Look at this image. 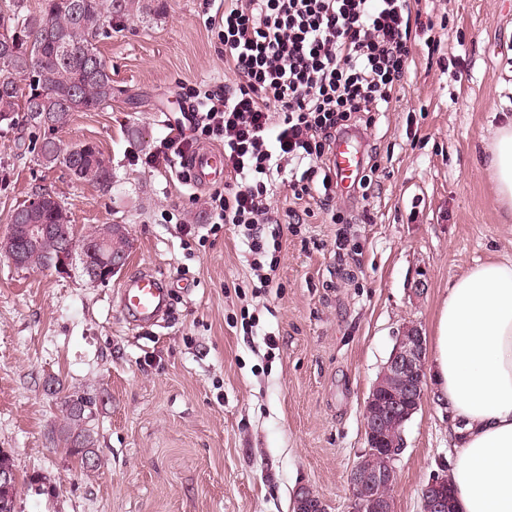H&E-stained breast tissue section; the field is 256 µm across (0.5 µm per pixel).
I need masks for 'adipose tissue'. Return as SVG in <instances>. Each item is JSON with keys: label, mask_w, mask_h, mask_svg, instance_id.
Here are the masks:
<instances>
[{"label": "adipose tissue", "mask_w": 512, "mask_h": 512, "mask_svg": "<svg viewBox=\"0 0 512 512\" xmlns=\"http://www.w3.org/2000/svg\"><path fill=\"white\" fill-rule=\"evenodd\" d=\"M496 200L512 220V120L488 148ZM456 450L459 512H512V261L469 266L448 290L432 349Z\"/></svg>", "instance_id": "1"}]
</instances>
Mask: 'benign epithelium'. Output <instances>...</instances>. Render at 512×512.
I'll use <instances>...</instances> for the list:
<instances>
[{
	"label": "benign epithelium",
	"mask_w": 512,
	"mask_h": 512,
	"mask_svg": "<svg viewBox=\"0 0 512 512\" xmlns=\"http://www.w3.org/2000/svg\"><path fill=\"white\" fill-rule=\"evenodd\" d=\"M59 242L57 271L64 273L74 261L91 284L112 279L125 263V255L114 253L97 266L86 263V254L109 244L114 238H127L121 224H102L95 238H80L71 231L59 234L53 224H22L17 214L9 220V230L0 237V254L14 267L31 265L34 247L48 238ZM426 386V345L421 330L407 325L398 336L392 353L364 405L367 446L349 473L352 492L350 512H392L383 494L388 477L397 473L396 461L404 447L403 429L421 407ZM422 512H448V472L434 474L421 492ZM296 512H324L321 500L304 489Z\"/></svg>",
	"instance_id": "benign-epithelium-1"
}]
</instances>
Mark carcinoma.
<instances>
[{
	"label": "carcinoma",
	"mask_w": 512,
	"mask_h": 512,
	"mask_svg": "<svg viewBox=\"0 0 512 512\" xmlns=\"http://www.w3.org/2000/svg\"><path fill=\"white\" fill-rule=\"evenodd\" d=\"M161 0H43L31 12L24 0H12L0 10V77L10 78L0 90V126L11 130L30 126L39 135L29 139L31 151L46 165H64L76 180L102 189L112 187V165L94 143L85 144L87 166L76 170L75 148L64 149L55 137L73 112H97L112 106L115 88L106 61L96 47L97 35L112 21L144 13H161ZM26 212V204L17 206ZM28 213V212H26ZM32 224H70L63 203L28 213ZM56 242L45 240L31 268L55 267ZM85 414L68 412L65 445L86 464L93 439L83 427Z\"/></svg>",
	"instance_id": "carcinoma-1"
}]
</instances>
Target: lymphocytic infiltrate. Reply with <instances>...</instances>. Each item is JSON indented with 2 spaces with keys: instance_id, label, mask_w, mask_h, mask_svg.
<instances>
[{
  "instance_id": "obj_1",
  "label": "lymphocytic infiltrate",
  "mask_w": 512,
  "mask_h": 512,
  "mask_svg": "<svg viewBox=\"0 0 512 512\" xmlns=\"http://www.w3.org/2000/svg\"><path fill=\"white\" fill-rule=\"evenodd\" d=\"M235 84L193 91L196 109L171 125L158 166L203 141L224 149V188L209 195L213 225L246 243L261 287L278 259L264 227L287 174L295 200L335 197L333 146L354 122L389 111L413 60V33L432 30L420 0H219L212 19Z\"/></svg>"
}]
</instances>
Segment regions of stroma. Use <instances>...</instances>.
I'll use <instances>...</instances> for the list:
<instances>
[{
    "mask_svg": "<svg viewBox=\"0 0 512 512\" xmlns=\"http://www.w3.org/2000/svg\"><path fill=\"white\" fill-rule=\"evenodd\" d=\"M165 3L98 39L119 95L55 133L66 147L96 143L111 189L18 154L17 131L0 128V235L48 191L77 232L121 224L130 240L122 269L95 286L80 268L19 270L0 254V450L15 512H294L306 487L325 512H349L364 404L403 326L433 343L457 277L512 260L485 159L512 117V0H423L434 38L417 40L399 107L360 141L377 166L373 198L298 202L280 178L273 206L308 215L282 229L264 290L233 227L211 228L210 188L146 163L194 87L235 79L212 0ZM144 268L172 304L162 323L138 326L119 289ZM76 397L91 402V468L60 437ZM448 427L427 388L404 427L393 512H422L421 487L456 457Z\"/></svg>",
    "mask_w": 512,
    "mask_h": 512,
    "instance_id": "stroma-1",
    "label": "stroma"
}]
</instances>
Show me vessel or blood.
<instances>
[{
  "instance_id": "obj_1",
  "label": "vessel or blood",
  "mask_w": 512,
  "mask_h": 512,
  "mask_svg": "<svg viewBox=\"0 0 512 512\" xmlns=\"http://www.w3.org/2000/svg\"><path fill=\"white\" fill-rule=\"evenodd\" d=\"M333 163L341 188L353 187L362 172L364 160L348 138H339L334 146ZM183 164L196 186H209L224 179V153L214 147H199L187 154ZM169 286L153 271L142 270L127 280L120 290V310L142 323L161 318L169 307Z\"/></svg>"
}]
</instances>
